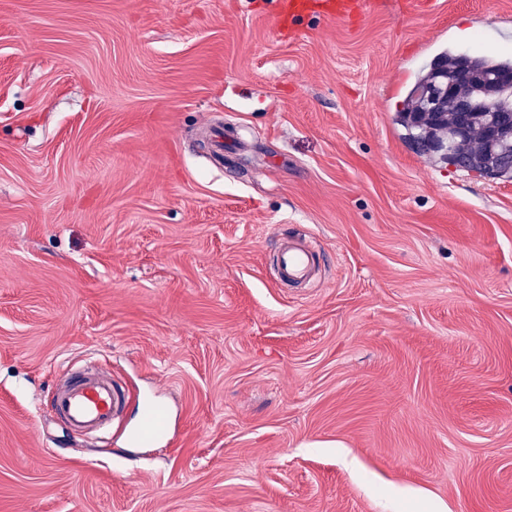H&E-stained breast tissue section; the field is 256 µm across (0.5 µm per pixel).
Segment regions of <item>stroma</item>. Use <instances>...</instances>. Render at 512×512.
<instances>
[{"label": "stroma", "instance_id": "35a3bbf8", "mask_svg": "<svg viewBox=\"0 0 512 512\" xmlns=\"http://www.w3.org/2000/svg\"><path fill=\"white\" fill-rule=\"evenodd\" d=\"M419 2L0 0V512H512V179L396 121L512 0ZM312 269V252L302 242L284 240L280 244L276 262V280L288 284L302 282ZM123 406V392L112 384L110 375L96 366L74 376L51 394L53 413L77 437L108 432Z\"/></svg>", "mask_w": 512, "mask_h": 512}]
</instances>
